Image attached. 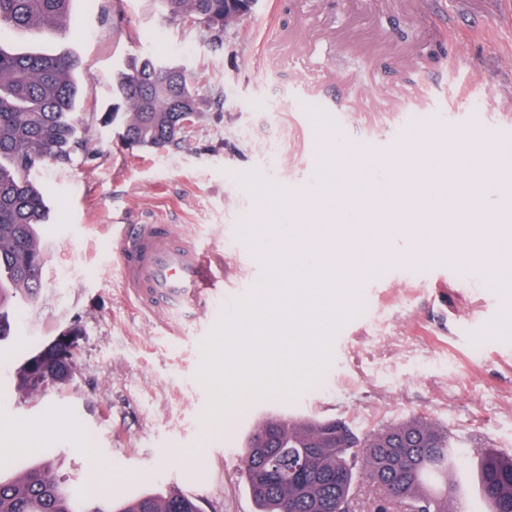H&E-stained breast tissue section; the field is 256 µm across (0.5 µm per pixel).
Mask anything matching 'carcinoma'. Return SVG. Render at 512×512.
<instances>
[{
    "label": "carcinoma",
    "mask_w": 512,
    "mask_h": 512,
    "mask_svg": "<svg viewBox=\"0 0 512 512\" xmlns=\"http://www.w3.org/2000/svg\"><path fill=\"white\" fill-rule=\"evenodd\" d=\"M70 0H0V34L11 30L64 31ZM166 19L224 30V16L247 10L245 0H157ZM69 52L11 53L0 47V340L11 336L10 310L23 295L38 299L47 256L39 228L49 206L31 174L46 163L69 162L84 150L80 103L89 91L76 78ZM205 72L189 74L167 60L146 57L116 73L109 120L137 147L163 149L185 140L179 113L197 112L196 85ZM20 386L34 391L53 381ZM273 445L247 440L242 471L257 512H351L362 479L377 489L370 512H450L458 488L452 477L448 428L424 418L393 422L364 435L334 419L297 424L272 418L261 425ZM480 491L490 512H512V455L482 449ZM199 512L180 492L148 494L116 507L88 495L77 503L64 479L36 465L22 478H0V512Z\"/></svg>",
    "instance_id": "obj_1"
}]
</instances>
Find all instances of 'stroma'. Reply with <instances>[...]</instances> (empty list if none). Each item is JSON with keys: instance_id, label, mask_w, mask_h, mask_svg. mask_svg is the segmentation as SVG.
<instances>
[{"instance_id": "stroma-1", "label": "stroma", "mask_w": 512, "mask_h": 512, "mask_svg": "<svg viewBox=\"0 0 512 512\" xmlns=\"http://www.w3.org/2000/svg\"><path fill=\"white\" fill-rule=\"evenodd\" d=\"M281 30L299 20L328 32L315 53L258 56L268 34V0L250 16L216 33L169 23L155 0H71L72 31L43 37L10 34L6 43L66 49L80 61L90 91L82 105L81 137L88 155L49 162L35 174L48 190L51 220L40 228L47 264L35 302L14 305L10 345L0 344V425H36L38 443L0 454V476L15 477L46 456L61 458L59 475L75 496L89 493L97 466L114 504L170 490L196 499L201 512H256L241 462L247 406L208 427L209 395L198 378L192 344L173 347L152 321L134 313L108 251L119 224H172L224 248V275L242 286L259 283L272 254V224L253 225L247 247L238 226L267 205L269 190L306 183L302 199H321L324 174L313 151L371 137L396 139L401 117L379 118L385 103L401 104L408 88L443 79L450 92L466 88L460 112L444 125L469 137L473 155L486 134L512 121V0H282ZM382 43L369 58L334 45L345 27ZM460 48L472 68L449 57L411 68L409 55L427 41ZM163 56L187 72L206 71L198 85L202 117L184 143L162 151L129 148L105 126L116 69L142 56ZM336 94L351 110L340 131L311 147L282 104L302 81ZM481 112L482 130L468 128ZM390 275L361 280V302L346 308L332 338L323 376L293 398L270 397L268 414L344 421L363 434L393 421L423 416L447 426L463 483V512H486L475 484L481 449L512 453V296L485 285L481 264L439 251L414 277L395 278L407 238L392 241ZM82 326L85 340L72 379L38 395L18 389L25 354L61 327ZM96 447L87 450L86 435Z\"/></svg>"}]
</instances>
